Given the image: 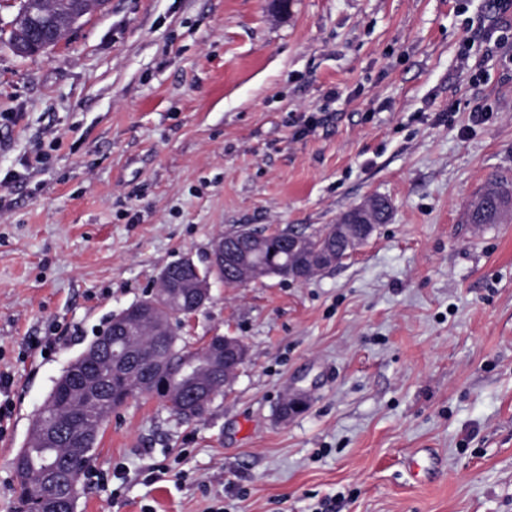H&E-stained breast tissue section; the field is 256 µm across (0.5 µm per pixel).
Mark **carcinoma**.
Wrapping results in <instances>:
<instances>
[{"label": "carcinoma", "instance_id": "cac0c4a2", "mask_svg": "<svg viewBox=\"0 0 512 512\" xmlns=\"http://www.w3.org/2000/svg\"><path fill=\"white\" fill-rule=\"evenodd\" d=\"M39 12L51 24V37L58 44L71 33L59 11V0H19L17 14ZM512 215V185L494 178L475 195L467 210V223L480 227L484 224H500ZM260 237L259 245L248 253V261L254 268L274 272V275L293 281H307L314 272L309 270L308 260L300 253H288V237L277 232L265 233L252 229ZM244 268L233 265H215L202 269V273L216 278L234 288L244 284ZM158 317L173 321L174 327L156 331L147 325L138 336H114L112 342L132 352L135 362L133 372L118 369L108 375L106 383L107 404L104 408L86 410L75 399H58L45 417V433L33 434L24 448L16 454L13 466L18 477V499L27 512H74L76 486L84 469L91 460L90 453L76 454L77 449L87 447L84 440L92 432H99L112 411L125 404L132 395L129 392L138 376L153 369L158 356L169 362L171 369L155 380L151 395L166 403L176 415L199 418L206 408L190 398L191 386L199 377H206L214 385L217 394L224 391V377L232 370L211 365V354L203 349L190 350L179 335L182 317L200 308L189 288L174 293L162 288L156 299ZM195 364L193 375L185 376L178 371L179 362Z\"/></svg>", "mask_w": 512, "mask_h": 512}]
</instances>
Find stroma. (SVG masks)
I'll return each instance as SVG.
<instances>
[{"instance_id":"obj_1","label":"stroma","mask_w":512,"mask_h":512,"mask_svg":"<svg viewBox=\"0 0 512 512\" xmlns=\"http://www.w3.org/2000/svg\"><path fill=\"white\" fill-rule=\"evenodd\" d=\"M484 17L507 31L492 52ZM0 173V512L55 380L166 265L374 195L389 221L309 281L212 280L184 340L238 337L246 362L203 417L147 394L112 413L75 512H512V222L464 221L512 175L511 13L107 0L40 55L0 43ZM297 389L306 409L281 418ZM414 448L434 479L411 476Z\"/></svg>"}]
</instances>
